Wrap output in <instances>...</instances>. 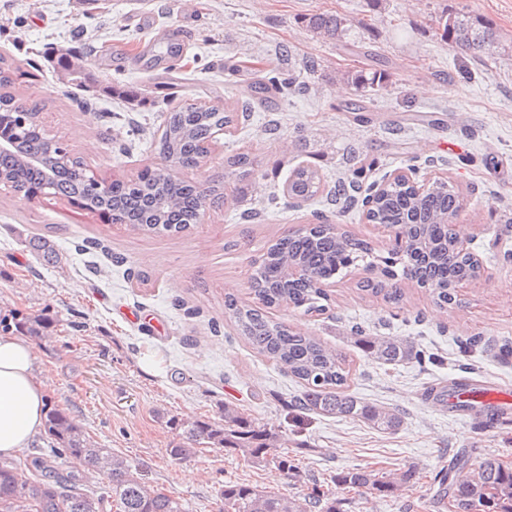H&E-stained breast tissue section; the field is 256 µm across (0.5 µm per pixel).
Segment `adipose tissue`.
<instances>
[{"label": "adipose tissue", "instance_id": "adipose-tissue-1", "mask_svg": "<svg viewBox=\"0 0 512 512\" xmlns=\"http://www.w3.org/2000/svg\"><path fill=\"white\" fill-rule=\"evenodd\" d=\"M48 384L28 340L0 335V457L32 447L44 430Z\"/></svg>", "mask_w": 512, "mask_h": 512}]
</instances>
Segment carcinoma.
Wrapping results in <instances>:
<instances>
[{
  "instance_id": "carcinoma-1",
  "label": "carcinoma",
  "mask_w": 512,
  "mask_h": 512,
  "mask_svg": "<svg viewBox=\"0 0 512 512\" xmlns=\"http://www.w3.org/2000/svg\"><path fill=\"white\" fill-rule=\"evenodd\" d=\"M305 28L315 37L339 42L350 36L353 23L341 12H318L304 19ZM440 37L462 56L472 58L512 54V43L502 41L497 30L482 17L465 11L444 13L437 20ZM19 67L0 57V182L23 196L43 194L65 198L93 216L114 218L133 230L181 233L196 223L213 189L184 184L172 178L167 168H157L149 181H114L109 191L87 174L84 164L71 158L58 161L52 140L35 122L36 106L26 105L10 92ZM388 74L367 68L343 70L339 79L351 85L359 100L352 109H362V98L387 87ZM302 89L297 78L286 73L250 85L253 100L263 102L276 93ZM217 106L187 105L165 112L163 133L154 149L165 162L187 164L194 161L201 146L219 130L233 135L241 119L251 111ZM224 165L245 177L254 171L255 159L248 152L224 157ZM287 197L306 201L325 192L319 170L314 165L295 168L288 180ZM361 192L359 182L340 181L330 201L347 209ZM460 210L459 194L440 180L418 191L405 183L389 186L375 201L369 218L381 224L405 226V261L414 276L430 287L440 304L450 303L452 285L473 274L472 257L461 255L453 246L459 231L455 220ZM28 246L48 264L61 263L54 244L45 237L28 240ZM372 253L369 243L337 228L320 226L289 233L267 247L253 283L258 300L255 306L234 298L224 301L235 318L241 337L257 354L273 361L280 370L303 386L299 406L314 413L363 421L373 428L395 431L401 415L388 407L365 402L349 393L353 363L318 337L308 336L287 325L274 322L263 313L284 305L306 312L323 310L319 301L327 299L324 288H312L303 279H289L288 267L299 265L317 280L326 281L341 269L365 260ZM396 273L386 266L382 279L367 286L400 300ZM0 330H12L32 337H44L47 323L38 316L12 311L0 316ZM355 344L367 359L382 365H398L420 356L413 342L393 337L366 336L355 332ZM182 430V441L168 449L169 456L183 460L194 446L205 441L215 447L240 453L253 463L273 464L293 481L302 478L295 459L278 448V438L250 415L232 406L224 407V423L205 420H171ZM45 428L57 457L73 458L82 469L53 472L30 480L12 462L0 461V505L7 512H103L104 498L81 492L78 486L89 474L108 479L117 512H185L180 500L169 492L146 484L118 454L93 444L71 415L53 405L47 409ZM416 472L402 474L372 466L353 468L335 477L338 482L371 495H388L410 482ZM220 501L233 512H341L336 502L319 487L294 497L237 483L220 491ZM447 512H512V463L489 454L477 464L470 458L456 460L448 492L440 496Z\"/></svg>"
}]
</instances>
